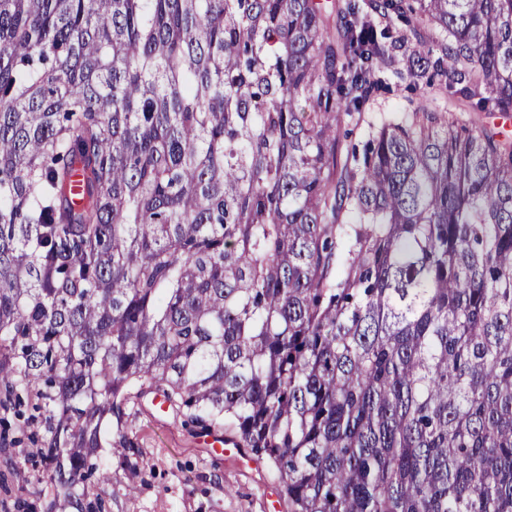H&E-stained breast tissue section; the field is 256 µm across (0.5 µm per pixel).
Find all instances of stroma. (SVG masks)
Wrapping results in <instances>:
<instances>
[{
	"instance_id": "obj_1",
	"label": "stroma",
	"mask_w": 512,
	"mask_h": 512,
	"mask_svg": "<svg viewBox=\"0 0 512 512\" xmlns=\"http://www.w3.org/2000/svg\"><path fill=\"white\" fill-rule=\"evenodd\" d=\"M124 430L132 448L129 463L103 455L111 512H290L274 467L246 448L213 455L208 437L183 416L160 409L154 395L131 400ZM18 482L0 465V512H41L53 487L41 468Z\"/></svg>"
}]
</instances>
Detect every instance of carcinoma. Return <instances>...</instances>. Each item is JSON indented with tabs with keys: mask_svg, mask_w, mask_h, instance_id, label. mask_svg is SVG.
Segmentation results:
<instances>
[{
	"mask_svg": "<svg viewBox=\"0 0 512 512\" xmlns=\"http://www.w3.org/2000/svg\"><path fill=\"white\" fill-rule=\"evenodd\" d=\"M332 7L0 0V442L36 426L44 512H109L149 393L291 512H512V144L445 116L512 112V0ZM394 80L441 96L342 153Z\"/></svg>",
	"mask_w": 512,
	"mask_h": 512,
	"instance_id": "carcinoma-1",
	"label": "carcinoma"
}]
</instances>
